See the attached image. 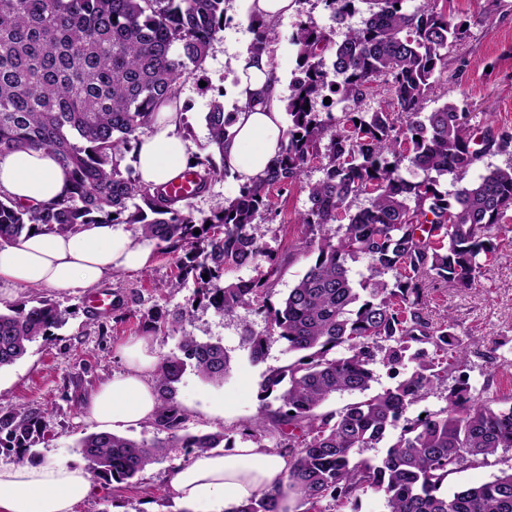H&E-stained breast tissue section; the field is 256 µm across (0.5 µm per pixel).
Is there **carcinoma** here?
<instances>
[{
	"label": "carcinoma",
	"mask_w": 512,
	"mask_h": 512,
	"mask_svg": "<svg viewBox=\"0 0 512 512\" xmlns=\"http://www.w3.org/2000/svg\"><path fill=\"white\" fill-rule=\"evenodd\" d=\"M319 2L338 24L355 13V0ZM363 2L367 16L347 26L340 42L310 20L296 25L299 76L285 105L289 124L278 155L264 178L241 185L237 197L198 222L192 198L178 196L170 182L143 184L123 161L156 124L160 106L178 105L181 85L202 69L224 27L228 0H0V158L46 149L71 184L48 204L24 205L0 191V246L33 229L66 234L82 224H137L159 249L184 251L179 279L168 287L193 280L197 297L226 318L251 305L264 312L266 332L243 326L252 362L264 360L274 336L294 359L263 375L261 413L242 435L292 450L288 487L303 512H343L368 490L383 497L387 512H512V471L442 491L449 475L512 448V405L471 402L469 351L454 319L432 323L427 317L429 289L471 288L499 257L497 233L512 210V165L475 181L465 177L512 137L490 126L470 127L468 113L453 102L426 111L435 74L464 40V24L428 4L409 12L406 0ZM250 23L248 51L270 52L277 22L253 13ZM334 85L352 110L305 109ZM374 96L381 97L377 108L362 109ZM204 120L209 144L224 156L234 113L215 100ZM404 158L422 179L401 176ZM190 159L196 198L223 170L209 154ZM314 162L323 177L305 184ZM447 177L451 192L441 188ZM296 184L310 203L297 223L311 229L296 250L314 260L276 307L268 296L281 260L261 249L253 229L271 210L273 191ZM363 194L368 206L348 215L342 233L331 236L346 201ZM359 258L367 261L368 275L356 281L349 262ZM260 259L266 269L257 276L222 281L224 271ZM5 308L0 369L65 322V312L47 299ZM163 326L178 337V352L160 359L156 377L161 407L153 425L166 437L148 443L109 432L85 436L79 448L95 480L131 484L161 448L196 454L224 442L221 431L180 434L186 417L175 394L189 367L208 381H223L229 355L218 343L181 333L176 315ZM339 348L345 354L336 355ZM378 362L398 381L373 392ZM450 371L458 373V383L448 391L447 406L422 419L405 417ZM344 392L358 398L320 411ZM47 432L37 409L0 412V448L13 453L16 464L24 462L32 437ZM389 436L382 457H359L360 449ZM232 512H279L277 498L265 495Z\"/></svg>",
	"instance_id": "obj_1"
}]
</instances>
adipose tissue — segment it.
<instances>
[{
	"instance_id": "adipose-tissue-1",
	"label": "adipose tissue",
	"mask_w": 512,
	"mask_h": 512,
	"mask_svg": "<svg viewBox=\"0 0 512 512\" xmlns=\"http://www.w3.org/2000/svg\"><path fill=\"white\" fill-rule=\"evenodd\" d=\"M241 108L224 140V164L240 182L263 178L276 157L284 125L281 86L268 55L243 53L234 64ZM189 162L177 112L162 106L153 132L141 136L135 165L144 183L160 185ZM69 188L50 152L19 150L0 159V190L14 199L50 203ZM155 240L132 235L122 224H84L76 232L25 234L0 247V298L21 288L88 289L115 273L145 269ZM123 372L93 392L86 414L105 427H128L154 418L160 401L153 382L159 358L152 337L121 346ZM289 461L278 449L247 441L232 451L212 450L178 467L172 494L194 512H232L251 498L279 497L291 507ZM93 490L86 464L27 462L0 465V512H75Z\"/></svg>"
}]
</instances>
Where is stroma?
<instances>
[{
    "label": "stroma",
    "mask_w": 512,
    "mask_h": 512,
    "mask_svg": "<svg viewBox=\"0 0 512 512\" xmlns=\"http://www.w3.org/2000/svg\"><path fill=\"white\" fill-rule=\"evenodd\" d=\"M430 4L450 13L454 21L466 24L464 49L468 67H460L456 55L447 58L448 72H457L455 84L446 75L437 76L436 89L428 109L445 101H463L474 124L490 121L496 132L512 134V0H407L408 8ZM248 0H230L228 19L195 78L179 92L183 111L193 127L188 141L192 153L208 154V131L204 114L215 98H222L224 109L238 111L233 65L249 47L253 31ZM310 15L317 26L342 40L344 29L337 25L320 0H307L301 13L280 21L269 54L278 73L283 94H291L297 70L296 48L291 38L300 14ZM272 213L263 215L254 226L260 243L282 258L283 269L270 295L280 303L308 267L309 258L295 254L294 243L305 237L306 228L296 219L308 206V194L294 186L274 196ZM497 241L502 257L486 267L481 284L471 289L436 288L431 292L428 317L438 321L452 315L455 332L470 350L466 375L475 400L512 397V211L502 223ZM179 254L154 250L151 264L139 271L113 275L99 283L102 291L119 293L128 300L122 313L97 314L86 306L87 291L55 288H22L13 303H30L45 297L67 312V322L53 336L33 343L16 364L0 369V410L25 405L45 412L51 430L30 451V459L42 461H82L80 439L97 432L98 424L86 417L83 404L89 395L124 365L118 349L134 336L153 337L159 354L177 350V337L167 335L148 314L162 310L165 315L181 314L185 333L220 343L230 356V368L223 382L202 379L186 371L177 386V399L185 410V433L194 435L221 431L231 443L242 442L241 429L259 413L262 403L259 387L266 371L289 362L284 341L268 345L265 360L253 364L242 342L241 327L254 331L265 328L263 315L254 309L240 310L238 319L227 320L205 304H193V285L170 291L166 285L178 272ZM224 402L223 419L203 411L208 400ZM188 457L181 448H166L160 460L143 475L140 485L94 482L90 498L77 512H183L184 506L171 494L168 477Z\"/></svg>",
    "instance_id": "stroma-1"
}]
</instances>
